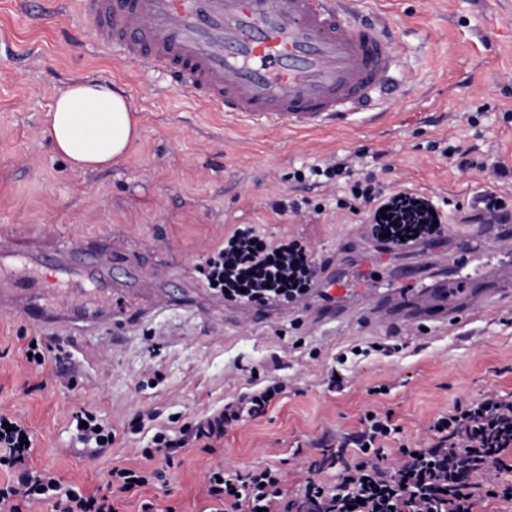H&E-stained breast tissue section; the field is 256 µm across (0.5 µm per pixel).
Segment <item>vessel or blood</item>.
<instances>
[{
	"instance_id": "vessel-or-blood-1",
	"label": "vessel or blood",
	"mask_w": 512,
	"mask_h": 512,
	"mask_svg": "<svg viewBox=\"0 0 512 512\" xmlns=\"http://www.w3.org/2000/svg\"><path fill=\"white\" fill-rule=\"evenodd\" d=\"M356 0H76L93 20L99 45L144 68L167 69L175 85L191 90L206 109L246 116L278 129H316L378 111L393 96L397 46L389 22L366 19ZM480 251L462 241L448 255L447 278L427 283L428 250L413 246V261L397 273L399 285L382 292L367 280L368 264H337L324 278L332 300L323 312L341 316L359 307L384 325L454 322L466 325L487 307L479 292L491 266L512 265V226L478 232ZM112 241L72 246L62 265L80 279L99 275ZM40 249L21 246L0 228V268L41 265ZM26 279L0 306L33 322H73L74 310L38 306Z\"/></svg>"
}]
</instances>
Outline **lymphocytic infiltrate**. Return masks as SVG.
I'll return each mask as SVG.
<instances>
[{"instance_id": "lymphocytic-infiltrate-1", "label": "lymphocytic infiltrate", "mask_w": 512, "mask_h": 512, "mask_svg": "<svg viewBox=\"0 0 512 512\" xmlns=\"http://www.w3.org/2000/svg\"><path fill=\"white\" fill-rule=\"evenodd\" d=\"M431 151L461 171L493 172L512 178V167L475 155L473 149L432 142ZM361 153L332 157L323 164L294 170L291 178L313 186L346 183L337 209L371 228V241L386 252L402 254L409 246L435 247L450 233L444 204L407 188L390 189L377 172L361 173ZM324 264L311 239L299 235L268 239L254 224H239L208 255L202 272L207 288L226 300L251 305H293L316 288ZM283 390L275 381L240 394L221 410L201 418L188 437L159 431L154 445L140 449L142 458L163 456L165 466L151 471L115 466L107 493L91 494L62 482L48 470L29 464V431L20 420L0 413V512H25L43 503L50 512H119L123 494L135 487L165 481L166 471L187 443L215 453L230 425L264 413ZM390 414L372 413L354 433L337 435L334 448L323 449L310 462L296 492H289L281 469L274 465L246 472L226 470L223 461L208 469L203 489L206 512H476L488 497L512 501V486H502L506 457H512V395L487 393L454 405L439 415L414 446H400L397 458L384 448L399 434ZM340 468L337 481L321 478Z\"/></svg>"}]
</instances>
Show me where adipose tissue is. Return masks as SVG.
<instances>
[{
    "label": "adipose tissue",
    "mask_w": 512,
    "mask_h": 512,
    "mask_svg": "<svg viewBox=\"0 0 512 512\" xmlns=\"http://www.w3.org/2000/svg\"><path fill=\"white\" fill-rule=\"evenodd\" d=\"M47 136L71 167L95 171L123 159L139 139L140 128L122 90L88 80L56 91Z\"/></svg>",
    "instance_id": "obj_1"
}]
</instances>
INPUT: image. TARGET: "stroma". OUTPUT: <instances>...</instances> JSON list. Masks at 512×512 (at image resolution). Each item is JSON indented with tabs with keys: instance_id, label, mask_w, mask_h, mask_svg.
<instances>
[{
	"instance_id": "1",
	"label": "stroma",
	"mask_w": 512,
	"mask_h": 512,
	"mask_svg": "<svg viewBox=\"0 0 512 512\" xmlns=\"http://www.w3.org/2000/svg\"><path fill=\"white\" fill-rule=\"evenodd\" d=\"M365 15L395 23L397 84L407 94L377 116L320 130L282 132L242 117L203 111L169 74L119 61L103 50L94 24L70 0H0V226L44 243L93 241L110 235L128 247L110 266L124 289L123 316L82 331L44 328L21 313L0 312V412L25 421L33 437L30 463L95 492L107 470H142L161 459L138 456L157 431L177 436L255 382L285 389L267 412L229 429L217 454L186 447L166 485L124 494L120 512H205L202 481L214 457L226 469L275 465L289 487L337 434L360 427L366 411L391 412L401 431L388 456L418 441L455 404L489 392L512 394V290L474 317L471 341L455 326H409L398 334L353 317L310 319L273 311L260 323L239 319L201 281L198 268L225 231L254 224L266 236L304 234L323 257L348 249L373 257L351 218L337 211L335 188L301 186L288 174L337 154H381L382 178L427 197L463 203L448 221L462 232L479 225L465 205L493 190L512 206V183L457 171L428 149L433 141L478 147L512 165V0H358ZM106 78L136 108L141 136L111 168L74 170L46 137L53 94L72 81ZM490 110L478 125L466 115ZM325 198L317 218H280L268 202L284 196ZM49 305L104 307L109 296L50 268L30 270ZM169 304L155 307L159 295ZM47 346L46 362H27L28 338ZM377 342L380 350L347 364L344 386L328 389L340 350ZM402 344L401 352L382 347ZM86 409L112 424V447L91 451L71 422Z\"/></svg>"
}]
</instances>
